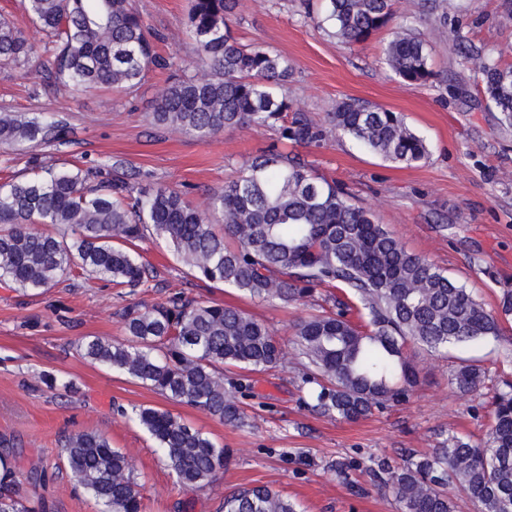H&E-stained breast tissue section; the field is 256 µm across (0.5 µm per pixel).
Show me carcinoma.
Instances as JSON below:
<instances>
[{
	"instance_id": "carcinoma-1",
	"label": "carcinoma",
	"mask_w": 512,
	"mask_h": 512,
	"mask_svg": "<svg viewBox=\"0 0 512 512\" xmlns=\"http://www.w3.org/2000/svg\"><path fill=\"white\" fill-rule=\"evenodd\" d=\"M237 0H192L188 26L199 52L190 66L155 50L159 34L145 26L132 0H21L44 37L40 68L46 86L133 89L153 67L170 79L151 102L157 126L197 138L226 129L276 127L282 138L318 146L327 131L354 137L368 151L404 167L427 156L424 138L395 112L352 99L311 120L288 96L293 66L260 46L240 43L229 16ZM399 14L398 0H324L320 23L345 46L361 45ZM385 60L408 84L434 76L431 46L402 24L392 32ZM33 46L13 21L0 16V63L26 68ZM474 79L503 121L512 124V64L468 56ZM55 114L0 113V143L23 149L65 141ZM97 168L48 165L31 158L30 175L0 184V282L19 290L55 286L68 267L115 287L135 289L149 272L132 247L163 243L192 275L251 298L297 302L319 288H337L330 310L296 325L298 355L308 369L313 408L356 421L405 402L419 372L405 354L416 344L430 352L501 336L512 316V289L499 311L489 310L445 270L392 237L375 215L351 202L336 183L318 176L299 155L277 150L246 161L238 176L208 194L200 212L181 191L164 184L136 189ZM219 214L223 224L212 223ZM52 224L45 233L33 222ZM126 339L95 337L78 345L93 364L121 372L167 398L220 421L243 424L224 367L262 370L283 350L269 328L244 311L171 296L123 314ZM481 365L455 372L462 394L480 389ZM492 424L481 445L450 436L429 454L408 455L400 466L376 462L373 476L388 487L401 512H455L448 487L477 502L480 512H512V380L492 388ZM130 419L156 441L175 482L208 486L224 469V447L168 410L135 407ZM9 442L0 439V512H26L25 501L44 478L33 467L18 479ZM79 485L106 512H141L140 484L128 456L94 431L69 434L62 447ZM224 512H300L266 485L230 493Z\"/></svg>"
}]
</instances>
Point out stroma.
Here are the masks:
<instances>
[{
    "mask_svg": "<svg viewBox=\"0 0 512 512\" xmlns=\"http://www.w3.org/2000/svg\"><path fill=\"white\" fill-rule=\"evenodd\" d=\"M319 2L238 0L230 26L242 42L288 58L294 67L288 95L314 121L351 98L399 113L425 138L428 157L412 168L386 161L344 134L329 135L302 153L320 175L372 210L409 252L431 260L496 309L503 288L512 285V126L479 91L455 43L512 63V9L505 0H401L408 22L432 46L433 78L411 85L385 61L390 28L365 44L342 46L305 19V4ZM133 5L145 25L161 34V56L196 59L187 27L190 0ZM166 79L165 71H152L127 93L48 90L41 73L0 66V110L53 112L69 128L66 141L54 147L0 145V183L26 176L30 157L39 155L60 166L78 163L107 172L116 166L135 186L179 188L205 209L208 193L236 178L241 164L276 143L279 132L237 128L200 140L155 126L148 112ZM136 250L152 276L134 290L84 277L25 292L0 284V437L13 439L22 467L36 465L47 474L44 486L29 496L28 512H102L61 454L65 437L79 430L104 434L128 455L142 486L143 512H224L225 495L255 485L279 491L302 512H400L391 493L373 481L375 461L431 452L452 435L474 443L485 438L483 392L463 395L453 384L461 360L485 367L487 384L512 378L511 321L495 340L438 354L410 348L420 385L404 404L357 422L320 415L308 406L294 326L320 311L322 291L288 304L252 299L195 278L162 244L146 240ZM179 292L244 310L270 328L286 353L283 363L263 371L225 370L224 385L245 425L172 401L88 362L77 348L92 336L124 340L125 308ZM46 374L55 376V386L43 382ZM135 406L169 410L224 446L227 463L213 484L175 485L155 442L125 417Z\"/></svg>",
    "mask_w": 512,
    "mask_h": 512,
    "instance_id": "35a3bbf8",
    "label": "stroma"
}]
</instances>
